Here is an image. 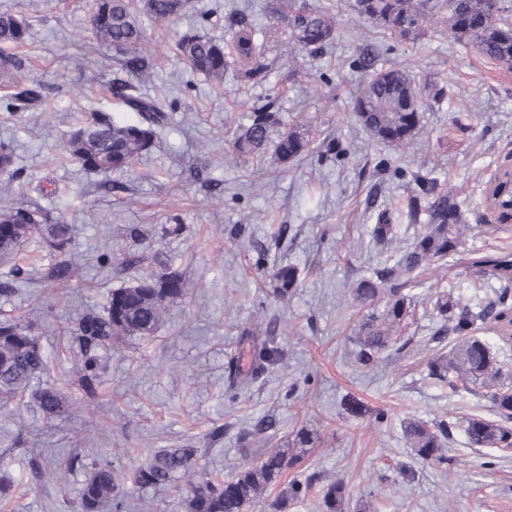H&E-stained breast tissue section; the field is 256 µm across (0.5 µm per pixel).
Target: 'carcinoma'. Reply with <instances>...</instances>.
<instances>
[{"label":"carcinoma","instance_id":"cac0c4a2","mask_svg":"<svg viewBox=\"0 0 512 512\" xmlns=\"http://www.w3.org/2000/svg\"><path fill=\"white\" fill-rule=\"evenodd\" d=\"M190 0H92L91 25L95 39L112 50V57L123 70L140 82L149 76L150 42L141 18L165 25L182 16ZM355 11L383 35L410 41L424 34L426 24L436 20L448 26L457 41L474 49L480 56L512 69V23L503 0H354ZM288 23L294 43L311 54L322 52L336 35L335 19L330 10L310 7L304 0H292ZM223 36L182 33L175 42L178 55L195 73L217 86L224 84L229 70L248 80L266 72V32L241 16H229ZM27 27L10 12L0 13V43L20 47L25 44ZM112 101L137 114V119L120 123L109 112H89L73 126L66 141L63 159L75 161L84 169L103 175L123 172L147 154L159 133L168 125L166 103L139 91L136 85L114 79L105 86ZM14 100L26 105H42L46 96L39 84L14 94ZM353 112L372 139L386 144L408 145L421 130L423 97L408 72L386 69L374 72L354 98ZM237 157H259L272 151L273 157L286 165L310 150L309 141L300 132L281 124L277 99L266 98L251 106L248 122L237 126L231 141ZM428 199L420 208V198L413 196L407 204L408 216L415 220L426 212V222L413 244L392 266L374 270L368 279L352 289L354 299L372 306L386 296L382 314L369 315L360 324L356 360L364 365L375 362L378 355L397 345L399 333L413 317L415 304L404 293L410 276L429 269L435 262L452 260L466 270L487 274L500 283L495 298L473 310L460 306L443 294L433 310L441 317L442 334L451 349L447 357H438L428 365V378L448 386L452 394L471 391L479 383L484 397L491 403L497 419L472 416L461 427L473 448L512 449V359L500 356L499 348L476 335L483 325H500L502 337L512 339V251L495 250L462 255L460 215L448 195L435 192L432 179L421 182ZM505 224L512 214V174L503 171L497 188L488 195ZM74 238L73 225L38 206L25 201L0 207V264L10 262L7 276L0 282V294L12 292V282L26 274L15 262L20 248L27 242H42L62 257L55 267L54 278L70 277L67 256ZM269 294L288 299L298 286L299 274L290 265L274 264L268 270ZM187 283L182 273L167 271L141 277L132 285L115 288L100 309L85 312L73 330V343L81 355V365L73 376L85 394H98L102 352L133 337L153 335L163 321L167 306L184 300ZM253 348V368L241 374L229 366L228 389L239 392L253 383L268 366L278 360L279 350L270 337L243 331ZM51 374V355L35 335L34 323L22 317L0 319V404L29 397L49 421L68 417L71 405L54 385L44 383L34 388L32 382ZM449 425L440 421H410L405 426L407 440L422 460H445L443 448L448 442ZM195 449L159 448L134 472V483L142 489L174 488L181 493L187 512H247L260 501L284 472L297 465L302 456L288 448H276L241 467L228 478H213L195 470ZM87 471L78 491V512H101L111 503L116 512L125 508L119 493L117 472L112 461L87 463L73 454L66 471ZM346 486L341 481L321 487L323 512H343Z\"/></svg>","mask_w":512,"mask_h":512}]
</instances>
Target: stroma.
<instances>
[{
  "instance_id": "35a3bbf8",
  "label": "stroma",
  "mask_w": 512,
  "mask_h": 512,
  "mask_svg": "<svg viewBox=\"0 0 512 512\" xmlns=\"http://www.w3.org/2000/svg\"><path fill=\"white\" fill-rule=\"evenodd\" d=\"M307 2L332 5L336 21L335 40L315 56L288 51L284 0H191L168 26L146 25L156 60L142 91L170 103V121L141 164L107 179L59 156L83 113L135 118L102 92L122 71L91 34L89 0H0V12L28 26L16 50L15 88L49 89L48 108L14 112L15 88L0 86V143L11 147L19 171L0 173V205L31 199L74 224L76 263L70 279L56 280L49 248L27 251L26 278L0 296V317L33 319L44 349L62 352L53 379L74 406L71 418L56 422L29 405L0 406V480L15 488L7 512H76L85 471L55 478L76 452L111 460L124 479L125 512H137L141 499L154 512H185L175 490L134 485L135 469L153 450L194 449L200 471L224 478L260 449L293 447L302 429L312 436L303 463L249 512H266L295 483L301 490L288 512H320V488L307 484L314 475L345 483V512H512V450L487 457L460 426L472 415L492 417L487 398L449 394L427 376L429 361L449 351L432 340L438 295L474 307L493 297L495 279L432 264L406 288L415 302L401 332L406 347L366 367L350 358L369 313L351 290L413 243L418 227L400 203L418 195L417 177L436 179L457 204L464 252L512 249V224L497 226L487 199L493 176L512 163V70L458 43L441 23L400 42L360 17L353 0ZM232 13L269 31L268 76H230L214 90L175 55L173 42L190 29L215 34ZM368 45L376 69L406 70L422 91L421 130L408 147L377 143L352 112L368 77L357 64ZM270 96L279 99L283 123L312 147L285 167L237 158L228 146L230 130ZM383 211L394 232L378 246L371 229ZM134 227L141 238L131 236ZM262 263L298 268L287 300L267 296L257 277ZM168 268L188 280V298L169 306L154 335L107 352L98 396L86 397L68 381L79 360L70 338L77 319L135 276ZM248 326L274 327L283 357L234 399L225 390L227 367L250 368V347L239 339ZM268 415L275 432L252 434ZM412 420L448 422L447 463L418 458L404 435Z\"/></svg>"
}]
</instances>
